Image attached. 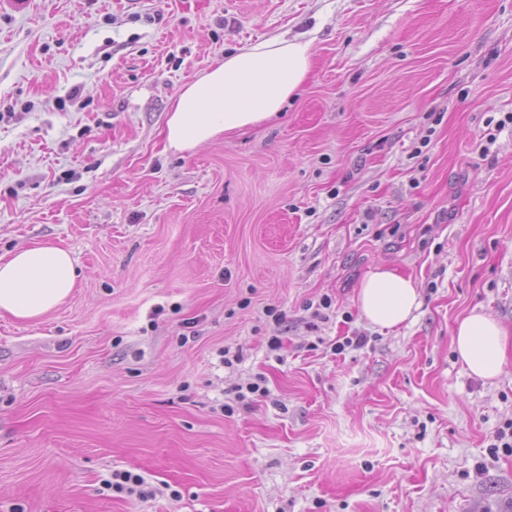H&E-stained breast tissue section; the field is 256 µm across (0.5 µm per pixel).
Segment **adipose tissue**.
<instances>
[{
    "instance_id": "1",
    "label": "adipose tissue",
    "mask_w": 512,
    "mask_h": 512,
    "mask_svg": "<svg viewBox=\"0 0 512 512\" xmlns=\"http://www.w3.org/2000/svg\"><path fill=\"white\" fill-rule=\"evenodd\" d=\"M313 64L310 42L261 40L223 64L187 83L168 114L165 143L188 152L222 134L261 124L275 117L307 80ZM77 280L69 251L39 243L0 257V312L21 321L41 318L71 295ZM412 278L386 266L367 274L358 293V307L373 326L394 328L418 307ZM512 334L495 318L471 312L454 331L459 360L483 379L500 377L507 366Z\"/></svg>"
}]
</instances>
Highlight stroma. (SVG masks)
Listing matches in <instances>:
<instances>
[{
    "mask_svg": "<svg viewBox=\"0 0 512 512\" xmlns=\"http://www.w3.org/2000/svg\"><path fill=\"white\" fill-rule=\"evenodd\" d=\"M270 38L312 43L298 96L166 151L182 87ZM510 113L512 0H0V256L78 273L0 313V512H512V364L452 346L512 330ZM380 265L420 294L392 330L357 302ZM76 280L70 252L54 244L0 257V312L21 321L39 319L67 300ZM454 348L470 373L482 379L500 377L507 366L508 330L483 312H471L457 323ZM101 484L105 490L119 497L135 495L144 499L155 495L153 490L147 489L145 477L133 470H113L101 480Z\"/></svg>",
    "mask_w": 512,
    "mask_h": 512,
    "instance_id": "obj_1",
    "label": "stroma"
}]
</instances>
